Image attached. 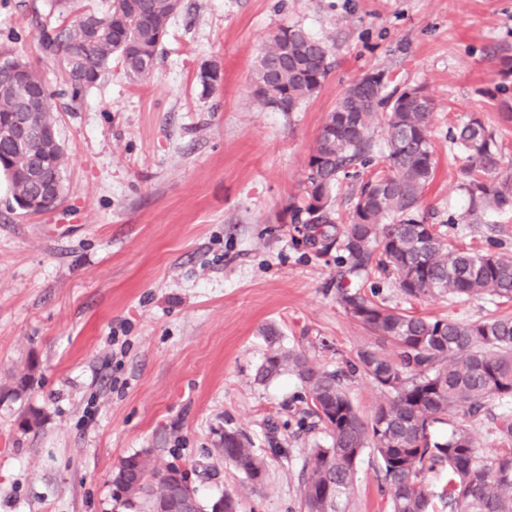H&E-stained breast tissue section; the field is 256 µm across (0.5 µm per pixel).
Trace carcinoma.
Instances as JSON below:
<instances>
[{"label":"carcinoma","mask_w":512,"mask_h":512,"mask_svg":"<svg viewBox=\"0 0 512 512\" xmlns=\"http://www.w3.org/2000/svg\"><path fill=\"white\" fill-rule=\"evenodd\" d=\"M77 0H55L71 18L59 29L42 30L46 52L63 72L71 101L84 96L120 60L134 78L150 75L170 18L181 0H111L101 13H84ZM328 41L291 26L270 37L256 58L253 94L264 107L294 112L317 93L330 73ZM0 53V125L25 103L33 111H50L52 94L42 73L30 62ZM385 86L368 90L351 83L328 113L309 155L303 202L285 208L290 223L302 225L303 242L316 253L336 252V299L344 312L378 341L392 346L388 355L373 346L361 349L351 370L368 376L386 399L364 421L344 387V371H328L304 353L281 347L269 327V353L255 381L266 383L283 373L305 389L307 414L330 438L312 450L301 481L303 512H348L357 479V463L367 448L380 460V492L386 512H432L437 499L448 512H512V415L495 421L496 446L485 457L465 421L478 415L489 398L512 397V316L472 322L429 319L386 306L363 291L377 274L393 276L408 298L436 296L476 299L495 295L512 301V257L448 247L440 228L420 212V200L432 181L436 162L430 139L434 103L421 87L402 93L384 114L385 169L364 177L371 163V120L381 109L373 97ZM450 139L463 156L459 188L468 200V215L487 209L512 210V174L498 176L501 152L492 133L477 117L454 128ZM62 172L65 154L50 138L34 137L19 148L0 137V171L9 178L13 199L35 197V167ZM359 187L346 215L334 201L342 179ZM43 423L41 411L20 412L19 427L31 431ZM449 426L448 435L437 431ZM224 460L256 485L265 464L238 430L224 431ZM139 454L125 457L114 487L125 504L152 512L153 501L179 487L166 472ZM432 471L448 475L436 488Z\"/></svg>","instance_id":"obj_1"}]
</instances>
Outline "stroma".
Instances as JSON below:
<instances>
[{
	"label": "stroma",
	"instance_id": "stroma-1",
	"mask_svg": "<svg viewBox=\"0 0 512 512\" xmlns=\"http://www.w3.org/2000/svg\"><path fill=\"white\" fill-rule=\"evenodd\" d=\"M54 0H0V49L44 72L55 91L64 193L27 215L0 173V512H129L114 494L122 459L149 452L183 470L202 503L235 494L238 512H300L311 450L327 446L304 389L254 379L279 329L284 347L346 370L372 335L336 301V258L306 248L283 210L300 200L319 128L346 87L381 71L423 87L436 110L435 176L421 210L449 244L512 256V211L461 222L462 161L449 131L482 116L512 173V0H181L153 74L112 61L80 102L43 52ZM327 40L333 66L300 111L263 107L255 59L280 28ZM213 72V89L200 75ZM392 308L460 322L512 314L493 295L413 300L370 282ZM34 385L9 397L17 377ZM45 415L23 431L25 406ZM241 430L264 458L254 485L215 451ZM349 512H382L380 463L364 450Z\"/></svg>",
	"mask_w": 512,
	"mask_h": 512
}]
</instances>
